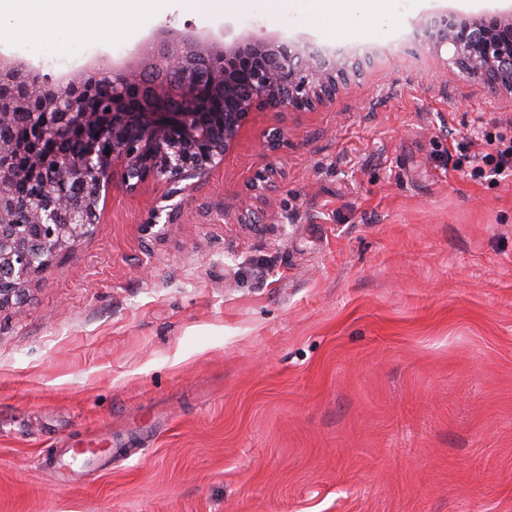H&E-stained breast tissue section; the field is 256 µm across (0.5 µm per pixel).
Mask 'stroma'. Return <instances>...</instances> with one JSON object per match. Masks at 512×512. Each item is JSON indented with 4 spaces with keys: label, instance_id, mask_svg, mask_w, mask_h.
I'll use <instances>...</instances> for the list:
<instances>
[{
    "label": "stroma",
    "instance_id": "35a3bbf8",
    "mask_svg": "<svg viewBox=\"0 0 512 512\" xmlns=\"http://www.w3.org/2000/svg\"><path fill=\"white\" fill-rule=\"evenodd\" d=\"M209 2L112 0L87 37L0 14V52L53 81L161 27L369 61L330 105L256 112L162 235L143 226L168 186H114L0 309V512H512V174H472L512 96L413 26L512 0ZM73 447L111 454L60 469Z\"/></svg>",
    "mask_w": 512,
    "mask_h": 512
}]
</instances>
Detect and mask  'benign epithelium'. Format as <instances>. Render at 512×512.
<instances>
[{
	"label": "benign epithelium",
	"mask_w": 512,
	"mask_h": 512,
	"mask_svg": "<svg viewBox=\"0 0 512 512\" xmlns=\"http://www.w3.org/2000/svg\"><path fill=\"white\" fill-rule=\"evenodd\" d=\"M423 46L479 85L512 94V10L481 16L444 11L424 30ZM125 66L101 64L62 84L0 55V120L20 116L29 140L47 147L56 165L25 168L0 155V309L18 304L32 278L70 253L100 223L98 205L119 183L173 185L172 198L197 185L224 160L255 112L313 109L336 99L361 66L357 59L311 54L297 41L241 35L181 34L160 28ZM95 125L110 153H71L75 130ZM32 183V208L17 187ZM179 207L155 208L146 230L173 223Z\"/></svg>",
	"instance_id": "obj_1"
}]
</instances>
